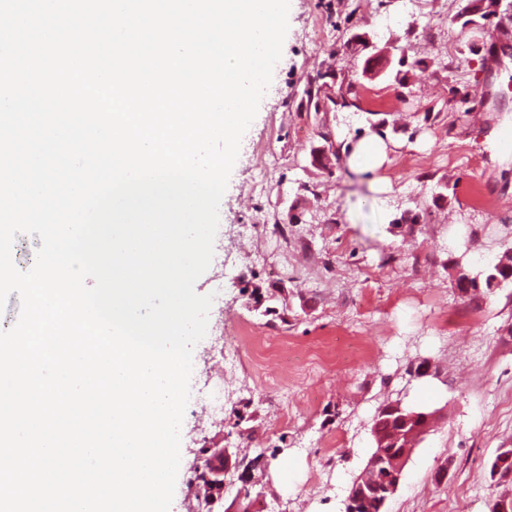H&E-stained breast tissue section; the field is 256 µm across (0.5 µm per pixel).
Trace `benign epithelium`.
<instances>
[{
	"label": "benign epithelium",
	"mask_w": 512,
	"mask_h": 512,
	"mask_svg": "<svg viewBox=\"0 0 512 512\" xmlns=\"http://www.w3.org/2000/svg\"><path fill=\"white\" fill-rule=\"evenodd\" d=\"M388 409L397 415L403 427L407 430L408 443H402L401 437L394 440L395 449L390 450L386 442L377 440L378 448L374 449L361 474L351 488L345 500V506L350 512L360 504L369 501V493L378 487L385 491L397 492L403 470L416 446L433 430L435 425L443 419L438 409H414L403 406L402 401L389 402ZM233 454L227 448L206 447L199 451L197 463L193 473L199 476L196 487V496L215 503L224 498L228 491L226 476L231 468L237 467L232 462Z\"/></svg>",
	"instance_id": "benign-epithelium-1"
}]
</instances>
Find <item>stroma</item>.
<instances>
[{
    "label": "stroma",
    "mask_w": 512,
    "mask_h": 512,
    "mask_svg": "<svg viewBox=\"0 0 512 512\" xmlns=\"http://www.w3.org/2000/svg\"><path fill=\"white\" fill-rule=\"evenodd\" d=\"M466 0H290L282 57L219 205L208 270L213 295L205 338L194 348L191 390L223 371L233 397L223 421L188 403L170 512H189L191 467L218 443L264 455L253 512H343L373 449L379 405L442 409L445 420L404 468L386 512H490L512 482L490 474L512 448V284L471 302L446 263L454 225L473 269L512 252V157L499 163L486 134L512 115V24L494 18L481 38L462 32ZM420 21L408 29L410 17ZM407 36L419 66L405 86L363 73L346 47L355 34L384 46ZM349 82V107L308 112L303 88L326 66ZM383 96L388 161L352 171L346 158L311 164L324 140L370 136L371 99ZM447 199L434 205L439 190ZM419 214L413 232L393 229ZM288 231V248L272 243ZM272 295L278 317L254 309ZM223 336L231 361L220 362ZM431 372L410 377L409 364ZM242 435L231 434L236 415Z\"/></svg>",
    "instance_id": "1"
}]
</instances>
